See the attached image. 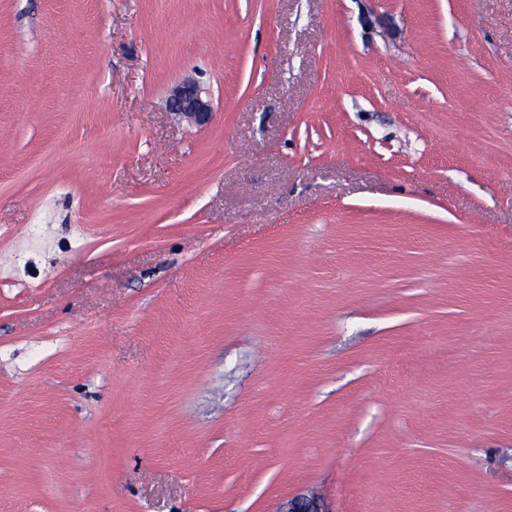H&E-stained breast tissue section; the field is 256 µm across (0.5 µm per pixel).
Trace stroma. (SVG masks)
<instances>
[{"mask_svg":"<svg viewBox=\"0 0 512 512\" xmlns=\"http://www.w3.org/2000/svg\"><path fill=\"white\" fill-rule=\"evenodd\" d=\"M311 487L512 512V0H0V512ZM167 105L171 113L198 127L207 125L214 113L210 92L194 79L176 84L168 94Z\"/></svg>","mask_w":512,"mask_h":512,"instance_id":"stroma-1","label":"stroma"}]
</instances>
